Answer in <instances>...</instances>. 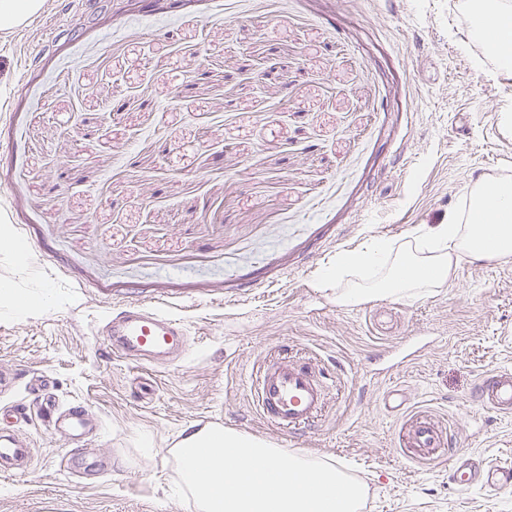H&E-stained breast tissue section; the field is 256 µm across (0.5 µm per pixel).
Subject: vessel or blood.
I'll list each match as a JSON object with an SVG mask.
<instances>
[{
  "label": "vessel or blood",
  "mask_w": 512,
  "mask_h": 512,
  "mask_svg": "<svg viewBox=\"0 0 512 512\" xmlns=\"http://www.w3.org/2000/svg\"><path fill=\"white\" fill-rule=\"evenodd\" d=\"M167 301L144 304L126 303L120 310L105 314L101 332L114 357L149 363L159 356L186 349L189 331L185 321L167 309ZM254 400L259 414L277 429L288 432L307 426L317 419L327 404V382L322 368L285 356L262 363L253 378ZM477 400L487 410L499 415L512 414V372L499 371L483 376L477 386ZM383 405L388 412L402 416L399 445L413 460L431 462L448 445V434L429 412L411 408L404 389L385 390ZM55 397L41 405L44 416L55 427L79 436L86 422L80 406L72 405L56 412ZM32 450L15 437L0 436V471L7 473L31 462ZM450 481L457 489L475 487L502 490L512 487V465H484L471 456L457 457L450 469Z\"/></svg>",
  "instance_id": "b4317fda"
}]
</instances>
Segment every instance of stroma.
I'll use <instances>...</instances> for the list:
<instances>
[{
    "instance_id": "35a3bbf8",
    "label": "stroma",
    "mask_w": 512,
    "mask_h": 512,
    "mask_svg": "<svg viewBox=\"0 0 512 512\" xmlns=\"http://www.w3.org/2000/svg\"><path fill=\"white\" fill-rule=\"evenodd\" d=\"M463 0H48L0 36V213L39 260L0 242V371L25 402L29 468L0 512H195L172 499L173 445L215 421L336 460L362 512H512V490L452 488L453 458L512 462V416L475 386L512 371V260L461 262L422 298L337 305L325 265L367 238L402 242L463 213L477 173L512 178V75L476 70ZM167 299L194 345L168 368L113 357L101 317ZM424 350L380 377L406 339ZM317 362L320 420L288 435L255 410L268 358ZM78 400L80 442L25 384ZM153 395L135 398L139 377ZM400 384L450 429L433 463L397 445L380 398ZM150 435L152 455L140 440Z\"/></svg>"
}]
</instances>
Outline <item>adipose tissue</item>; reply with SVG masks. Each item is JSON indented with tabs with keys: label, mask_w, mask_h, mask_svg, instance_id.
Returning <instances> with one entry per match:
<instances>
[{
	"label": "adipose tissue",
	"mask_w": 512,
	"mask_h": 512,
	"mask_svg": "<svg viewBox=\"0 0 512 512\" xmlns=\"http://www.w3.org/2000/svg\"><path fill=\"white\" fill-rule=\"evenodd\" d=\"M482 46L473 65L512 73V0H464ZM512 259V181L476 178L465 213L411 237L408 244L374 240L345 252L322 274L338 283L336 302L356 305L382 298H415L442 287L460 260Z\"/></svg>",
	"instance_id": "obj_1"
}]
</instances>
